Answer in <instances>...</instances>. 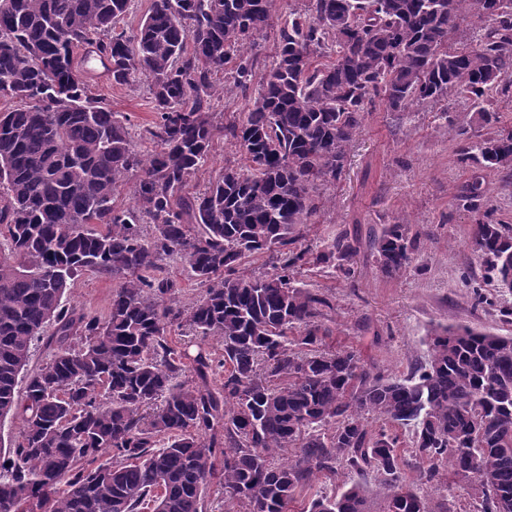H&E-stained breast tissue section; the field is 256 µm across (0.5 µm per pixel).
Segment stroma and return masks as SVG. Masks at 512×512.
<instances>
[{"label":"stroma","instance_id":"1","mask_svg":"<svg viewBox=\"0 0 512 512\" xmlns=\"http://www.w3.org/2000/svg\"><path fill=\"white\" fill-rule=\"evenodd\" d=\"M90 94L118 112L134 129L148 125L143 80L128 85L91 80ZM471 168L456 160L455 142L436 109L421 104L396 113L369 109L347 151L339 182L322 187L333 205L317 219L314 245L345 232L360 241L353 282L327 273L306 277L310 287L336 297V313L327 326L337 342L353 347L363 363L399 375L427 358L424 338L437 325H467L512 336V294L486 284L490 304L474 305L460 276L479 271L472 250V214L453 199L454 186L470 178ZM410 224L419 233L409 268L388 275L375 263L373 242L385 225ZM110 279L80 276L69 293L71 303L105 314L112 301Z\"/></svg>","mask_w":512,"mask_h":512}]
</instances>
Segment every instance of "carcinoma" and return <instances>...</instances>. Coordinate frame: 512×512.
I'll use <instances>...</instances> for the list:
<instances>
[{
    "label": "carcinoma",
    "mask_w": 512,
    "mask_h": 512,
    "mask_svg": "<svg viewBox=\"0 0 512 512\" xmlns=\"http://www.w3.org/2000/svg\"><path fill=\"white\" fill-rule=\"evenodd\" d=\"M131 2L0 0V98L18 102L0 112V418L22 423L0 456V512H206L215 478L225 512H292L338 473L343 490L306 512H367L372 476L381 512H432L424 487L445 475L474 512H512V337L439 325L426 362L391 377L325 342L336 297L300 282L311 268L354 277L358 241L307 238L363 113L425 103L475 166L454 198L475 214L482 278L512 293V224L483 188V172H512L499 109L512 99V0H303L286 15L282 0H154L129 35L117 25ZM78 49L115 85L149 82L151 152L87 95ZM228 64L254 95L221 121ZM477 125L493 132L475 140ZM218 135L239 158L191 192ZM126 185L134 205L119 208ZM417 238L387 225L380 269L410 265ZM178 259L202 287L188 306ZM86 272L116 281L104 317L67 304ZM185 333L218 338L223 358L189 354ZM43 338L53 353L29 372Z\"/></svg>",
    "instance_id": "obj_1"
}]
</instances>
